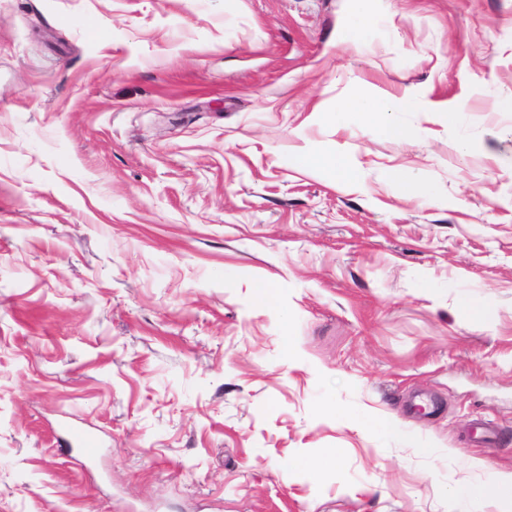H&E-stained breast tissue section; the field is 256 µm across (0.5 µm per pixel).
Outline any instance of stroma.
I'll return each mask as SVG.
<instances>
[{
    "label": "stroma",
    "instance_id": "stroma-1",
    "mask_svg": "<svg viewBox=\"0 0 512 512\" xmlns=\"http://www.w3.org/2000/svg\"><path fill=\"white\" fill-rule=\"evenodd\" d=\"M510 98L512 0H0V512H497ZM416 106L418 101L408 94L397 98L357 96L346 101L342 109L336 112V125L344 122L351 114H357L369 118L383 134L396 138H408L411 136L410 132L396 124L391 116ZM299 162L328 169L346 182H353L357 177L356 169L339 150L326 153L308 152L299 157ZM64 433L65 436H61L63 448L71 450L73 446H77L88 460L97 454L100 442L94 434L69 426L64 427ZM459 485L461 496L468 501L497 498L503 504L504 510L500 512L512 510V472H498L488 483H474L464 479Z\"/></svg>",
    "mask_w": 512,
    "mask_h": 512
}]
</instances>
